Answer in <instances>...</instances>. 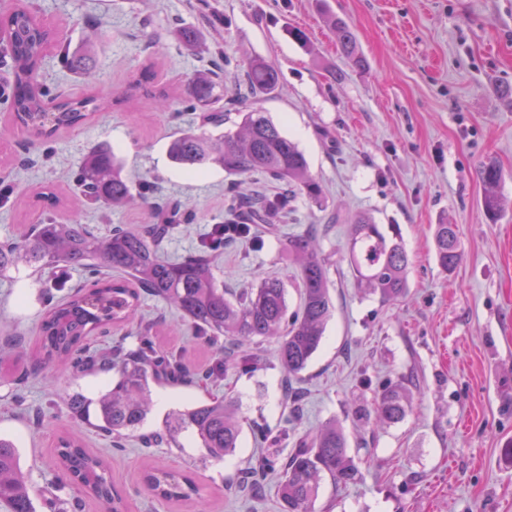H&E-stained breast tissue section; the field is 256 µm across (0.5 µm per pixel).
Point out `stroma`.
<instances>
[{
  "label": "stroma",
  "mask_w": 512,
  "mask_h": 512,
  "mask_svg": "<svg viewBox=\"0 0 512 512\" xmlns=\"http://www.w3.org/2000/svg\"><path fill=\"white\" fill-rule=\"evenodd\" d=\"M20 2L70 50L95 38L96 78L89 84L68 71L57 50L48 52L37 81L50 97L92 93L112 106L49 142L18 129L0 139V181L13 188L0 206V244L49 215L68 222L74 175L90 148L106 144L134 187L146 189L147 202L106 213L87 206L83 223L106 235L116 225L146 224L151 207L176 206L198 221L183 225L164 252L176 260L194 252L224 221L228 178L172 167L167 145L202 125L203 113L185 110L181 98L197 71L212 69L234 100L226 117L267 112L305 152L323 192L319 204L296 196L262 246L241 241L218 250L217 281L236 292L279 277L289 305L297 306L286 243L314 224L330 259L334 304L324 341L298 382L304 399L297 406L283 392L287 375L274 343L254 348L252 372L206 380L216 347L182 325L175 309L145 297L140 312L152 323L145 339L157 351L176 352L187 375L153 385L140 436L111 440L91 425H75L62 400L76 390L96 396L110 376L62 372L38 356L42 314L90 282L89 272L67 269L61 288L24 265L0 274V434L19 438L31 488L49 499L39 512H107L57 464V441L73 432L107 460L125 512H194L193 502L149 494L143 476L153 468L191 477L208 512H279L276 472L264 474L265 493L255 497L247 471L258 457H285L297 440L332 421L344 430L361 477L345 487L323 485L315 512H512V0H0V21ZM334 18L357 35L364 68L341 54ZM180 26L199 31L198 48L177 38ZM254 58L280 73L270 94L249 85ZM147 66L170 108L127 96ZM489 161L501 169L505 205L495 222L483 209L478 175ZM360 212L399 225L410 258L403 298L384 303L357 286L346 244ZM445 221L457 225L462 251L450 274L434 253V227ZM390 381L407 389L404 421L358 420V406H373L377 388ZM224 395L242 401L235 457L204 458L187 433L175 445L149 441L170 411ZM38 409L52 428L34 422Z\"/></svg>",
  "instance_id": "obj_1"
}]
</instances>
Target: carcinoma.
<instances>
[{
	"label": "carcinoma",
	"mask_w": 512,
	"mask_h": 512,
	"mask_svg": "<svg viewBox=\"0 0 512 512\" xmlns=\"http://www.w3.org/2000/svg\"><path fill=\"white\" fill-rule=\"evenodd\" d=\"M340 34L342 54L355 67L365 65L356 35L341 21H333ZM5 28L10 34L7 53L12 61L13 80L7 99L9 123L44 140L62 129L84 124L105 108L93 94L54 101L47 98L35 81L38 65L46 52L59 46L67 69L89 76L96 66L93 45L86 43L69 51L57 34L32 12L14 10ZM248 81L259 94L273 91L279 83L278 70L263 59L250 63ZM164 104L165 92L155 89L154 71L144 68L130 86ZM224 100V85L212 73H197L189 83L188 107L213 110ZM209 131L189 128L173 138L167 154L173 165L196 173L222 170L227 175L262 172L288 190L264 197L250 195L237 184L230 187L224 201V223L217 224L196 252L178 261L161 253L162 241L172 224H155L145 230L115 228L107 237L97 236L81 223L79 211L89 199L105 211L146 202L145 192H134L123 171V162L110 148L98 146L83 158L76 178V193L70 220L60 224L52 219L37 225L34 232L0 245V274L19 265L53 274L63 266L116 269L121 277L103 274L89 287L79 289L50 306L39 324V354L47 362L66 360L82 348L85 339L107 327H121L133 320L146 333L149 325L138 316L142 294L174 306L195 334L218 345L221 359L206 375L224 376L233 369L250 373L252 355L240 350L243 343L277 342V357L284 372L299 376L318 352L326 325L334 309L328 286V262L317 249L311 231L288 239V260L295 265L299 279L300 304L288 315L287 288L280 279H262L255 285L230 294L215 279L211 262L214 241L248 239L252 225L268 224L288 214L290 194L301 193L321 202L322 192L310 173L304 152L290 140L265 113L255 109L241 113L236 130ZM486 186L483 205L491 220L503 213V203L495 192L501 172L493 162L479 171ZM434 247L438 265L451 274L462 259L455 224H437ZM349 265L360 288L380 299L402 297L408 288L409 256L400 229L395 224H378L362 213L355 216L348 241ZM231 343L226 348L220 341ZM97 362L118 378L96 400V428L108 436L122 437L144 425L152 408L151 386L161 377L179 379L183 369L168 355L144 346L136 354L124 355L119 349L98 357ZM89 399L80 392L66 397L72 417L86 420ZM379 420L391 425L404 419L409 403L403 384H385L375 397ZM241 401L224 398L191 405L169 413L163 431L155 441L175 443L188 432L200 441L206 456L222 460L239 448L242 432ZM63 474L78 482L84 493L111 505V512H125L124 498L112 482L105 460L84 448L75 436L59 439L55 448ZM277 488L280 512H311L321 484L345 487L358 480L360 472L348 453L343 429L331 422L307 439L281 465ZM147 490L164 500L202 499L200 488L189 477L165 469H152L144 476ZM0 502L10 512H36L33 492L23 472L14 440L0 435Z\"/></svg>",
	"instance_id": "carcinoma-1"
}]
</instances>
